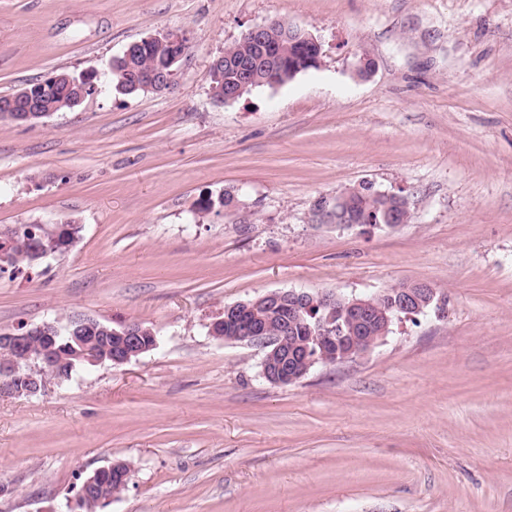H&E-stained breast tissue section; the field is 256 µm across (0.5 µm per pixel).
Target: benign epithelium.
Here are the masks:
<instances>
[{"label":"benign epithelium","instance_id":"benign-epithelium-1","mask_svg":"<svg viewBox=\"0 0 512 512\" xmlns=\"http://www.w3.org/2000/svg\"><path fill=\"white\" fill-rule=\"evenodd\" d=\"M285 38L291 45H300L315 51L314 61H320L322 46L320 41L311 33L287 24L284 26ZM170 48L166 64L157 68L150 77L140 84L147 91L161 92L169 89L175 81L178 67L188 56L190 43L187 36L178 31L167 30L152 36ZM230 66L241 72V81L225 86L221 92L224 103L237 101L252 83L249 64L246 62H232ZM377 197L393 200L392 210L388 213L389 227L395 228L404 223L402 214L409 213V199L400 192L381 191L375 188L370 181L364 180L353 188H348L335 196L336 208L326 209L317 215L321 224H346L347 217L342 215V204L353 192L363 189ZM82 226L79 224H57L54 227V237H62L66 241L77 242ZM390 302L391 314L376 315L378 304ZM285 306L298 313L310 316L316 312L329 308L341 309L346 317L360 326L363 335L348 339L344 336L334 337L338 326L330 325L328 330L331 336H316L315 342L320 346L321 353L310 354L306 343L296 345L292 350H284L280 339L266 334V328L254 323V316L269 305ZM428 305L434 306V313L442 316L445 313L444 304L438 297L437 291L426 282H417L402 288L397 293V299H392L391 292L383 290L377 294L365 297L345 296L335 292L304 290H275L267 292L249 301H239L224 306V317L216 319L210 325V334L222 337V328L228 322H235L242 327L243 342L259 348L264 352L262 360V374L264 378L276 385L293 384L310 373L316 365H337L353 361L371 351L378 343L385 340L391 332V326L402 315L417 314L424 311ZM79 326L72 329L67 325L59 326L55 322L24 326L13 332L0 333V352L5 359L0 360V375L9 379H20L23 385L9 389L11 394H21L28 397L40 394L45 387L41 378L42 368L30 363L29 345L35 338L43 343L42 363L61 365L74 358L85 365L96 366L103 363L100 357V344L120 338V344L112 350L109 360L114 365L130 362L139 355L156 346V336H151L152 342L143 344L145 329L138 322H127L120 325V330L111 329L98 320L80 315ZM110 468H100L87 476L75 495L77 508H84L87 499L96 497L98 505L106 506L112 502V494L102 476Z\"/></svg>","mask_w":512,"mask_h":512}]
</instances>
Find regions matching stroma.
Wrapping results in <instances>:
<instances>
[{"label": "stroma", "instance_id": "obj_1", "mask_svg": "<svg viewBox=\"0 0 512 512\" xmlns=\"http://www.w3.org/2000/svg\"><path fill=\"white\" fill-rule=\"evenodd\" d=\"M272 19L316 36L319 66L216 101L214 57ZM166 30L192 46L171 88L105 82ZM60 71L102 80L73 109L0 121V226L82 231L0 273V332L79 314L158 343L0 394V512H69L116 461L133 479L103 512H512V0H0V97ZM364 180L404 191L410 222L312 219ZM224 190L238 210H196ZM414 282L445 318L395 322L287 386L209 333L271 290Z\"/></svg>", "mask_w": 512, "mask_h": 512}]
</instances>
